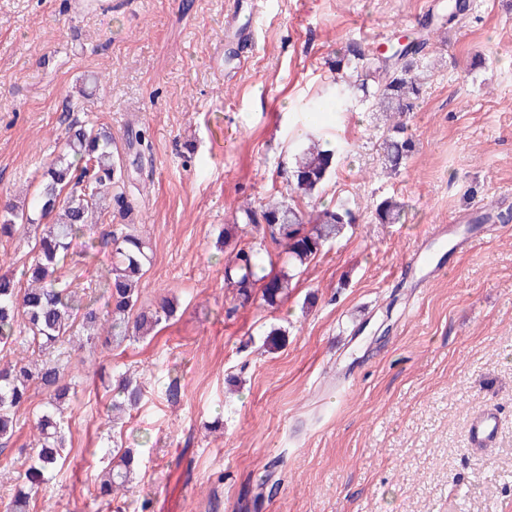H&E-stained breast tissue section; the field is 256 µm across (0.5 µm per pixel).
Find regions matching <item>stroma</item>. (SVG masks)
Here are the masks:
<instances>
[{"label": "stroma", "mask_w": 512, "mask_h": 512, "mask_svg": "<svg viewBox=\"0 0 512 512\" xmlns=\"http://www.w3.org/2000/svg\"><path fill=\"white\" fill-rule=\"evenodd\" d=\"M444 2L0 0V201L32 196L68 124L107 126L121 149L144 133L140 302H175L147 338L68 345L67 447L38 512H512V0H468L428 35L398 174L382 169L384 114L334 98L342 43L416 33ZM312 99L321 110L303 112ZM309 128L340 149L321 203L349 202L357 222L279 305L240 299L224 284L230 247L264 244L266 269L282 267L240 208L289 197L295 132ZM386 199L400 223L378 221ZM436 224L483 232L409 287L403 266ZM111 265L101 247L62 273L101 304ZM126 371L141 399L114 425ZM45 402L32 390L0 451V512ZM489 405L499 433L474 457L465 428ZM111 448L141 463L107 500L94 480Z\"/></svg>", "instance_id": "obj_1"}]
</instances>
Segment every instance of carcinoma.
<instances>
[{"instance_id":"1","label":"carcinoma","mask_w":512,"mask_h":512,"mask_svg":"<svg viewBox=\"0 0 512 512\" xmlns=\"http://www.w3.org/2000/svg\"><path fill=\"white\" fill-rule=\"evenodd\" d=\"M425 41L414 37L393 53L371 55L357 41H349L336 52L331 67L336 71V100H347L362 92L374 112L388 114L391 124L381 143L385 169L396 174L411 156L413 141L404 135V117L423 98L424 86L417 71ZM356 70V80L345 79ZM112 132L77 122L68 125L63 154L41 173L40 184L30 202H7L0 207V238H11L20 229L34 228L35 256L23 273L28 282L8 274L0 275V347L20 344L33 351L50 354L70 342L74 329L87 333V343L100 340L109 345L132 335L144 336L174 311L171 300H163L155 312L136 311L141 279L150 263L146 242L125 224L112 230L101 228L111 196L118 211L128 214L127 192L133 187L135 170L113 149ZM338 149L323 146L311 132L294 145V166L289 185L295 197L311 199L322 191L336 163ZM380 222L394 224L401 219V207L385 200L377 207ZM247 223L260 227L262 234L283 247L288 268L296 270L321 251L325 243L341 236L356 221L345 203L305 213L285 200L271 199L261 213L245 212ZM112 246V278L107 281V310L85 300L71 288L58 270L81 249L89 254L100 243ZM293 275L263 273L260 252L240 248L224 267V282L247 299L256 286L262 299L275 304L288 294ZM48 395V408L37 417L39 445L27 457L21 483L8 504V512H32L31 503L43 484L60 467L64 439V404L71 386L65 381L59 361L50 357L28 361L24 357L0 356V447L15 436L18 413L30 399L32 388ZM120 399L112 409L124 412L135 407L141 397L139 386L125 381L119 386ZM137 460L129 448H119L112 464L99 475V496L112 495L132 483Z\"/></svg>"}]
</instances>
